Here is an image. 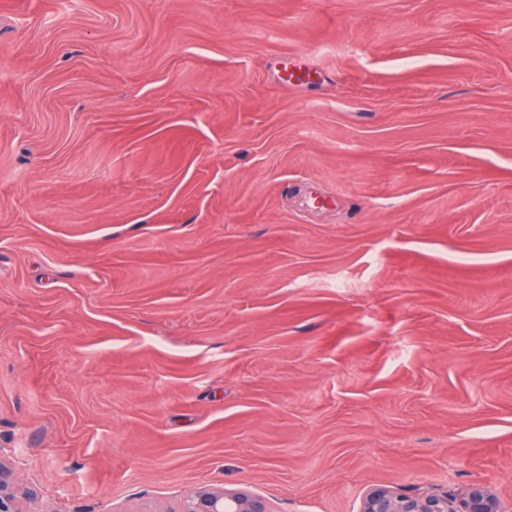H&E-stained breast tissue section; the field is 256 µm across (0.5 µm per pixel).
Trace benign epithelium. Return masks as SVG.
Instances as JSON below:
<instances>
[{
	"instance_id": "benign-epithelium-1",
	"label": "benign epithelium",
	"mask_w": 512,
	"mask_h": 512,
	"mask_svg": "<svg viewBox=\"0 0 512 512\" xmlns=\"http://www.w3.org/2000/svg\"><path fill=\"white\" fill-rule=\"evenodd\" d=\"M0 512H20L10 471L0 463ZM184 512H271L267 503L243 490L200 488L189 496ZM361 512H502L497 497L477 485L462 499L448 494H406L387 488L369 491Z\"/></svg>"
}]
</instances>
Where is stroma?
<instances>
[{
  "mask_svg": "<svg viewBox=\"0 0 512 512\" xmlns=\"http://www.w3.org/2000/svg\"><path fill=\"white\" fill-rule=\"evenodd\" d=\"M0 462L512 507V0H0Z\"/></svg>",
  "mask_w": 512,
  "mask_h": 512,
  "instance_id": "stroma-1",
  "label": "stroma"
}]
</instances>
